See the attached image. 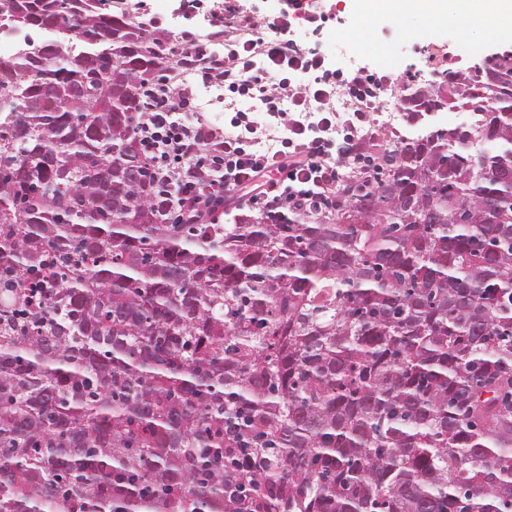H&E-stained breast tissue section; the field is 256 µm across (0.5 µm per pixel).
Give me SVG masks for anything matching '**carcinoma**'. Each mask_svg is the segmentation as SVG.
I'll return each instance as SVG.
<instances>
[{
	"instance_id": "1",
	"label": "carcinoma",
	"mask_w": 512,
	"mask_h": 512,
	"mask_svg": "<svg viewBox=\"0 0 512 512\" xmlns=\"http://www.w3.org/2000/svg\"><path fill=\"white\" fill-rule=\"evenodd\" d=\"M101 2L0 0V512H512V54L343 202L167 224Z\"/></svg>"
}]
</instances>
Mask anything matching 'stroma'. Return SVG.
<instances>
[{"label":"stroma","mask_w":512,"mask_h":512,"mask_svg":"<svg viewBox=\"0 0 512 512\" xmlns=\"http://www.w3.org/2000/svg\"><path fill=\"white\" fill-rule=\"evenodd\" d=\"M222 0H196L192 19L180 15L179 0H123L129 20L135 25H150L161 18V27L169 45H176L183 30L199 34L210 31L212 12ZM323 15L320 35H313L308 23L298 22L293 37L304 49L325 53L339 78H347L360 66L384 70L391 74V87L403 92L409 81L423 86L434 78L435 70H446L445 54L455 49L460 61L458 70L466 72L483 61L485 55L512 50V41L495 33L475 35L473 28L459 27L447 13H409L404 15L368 16L359 0H321ZM340 31V40L331 32Z\"/></svg>","instance_id":"35a3bbf8"}]
</instances>
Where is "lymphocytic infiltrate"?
Returning a JSON list of instances; mask_svg holds the SVG:
<instances>
[{
	"label": "lymphocytic infiltrate",
	"mask_w": 512,
	"mask_h": 512,
	"mask_svg": "<svg viewBox=\"0 0 512 512\" xmlns=\"http://www.w3.org/2000/svg\"><path fill=\"white\" fill-rule=\"evenodd\" d=\"M299 13L316 23V13L305 11L303 0H290L274 20L273 36L267 37L258 18L226 0L225 21L214 35L227 41V54L208 51L195 33L183 31L172 51L171 70L145 84L147 110L136 124V137L153 178L151 197L164 221L213 223L225 199L248 182L255 183L256 191L247 207L274 219L335 200L340 163L363 153L372 134L368 114L377 91L391 77L361 67L352 72L346 87L355 99L351 121L357 132L335 143L331 116L336 72L325 55L303 51L293 39ZM187 73L281 118L286 136L280 147L258 148L257 127L246 112L236 111L232 118L233 135L200 120L192 89L183 79ZM315 102L323 105L324 114L314 121L310 106Z\"/></svg>",
	"instance_id": "lymphocytic-infiltrate-1"
}]
</instances>
